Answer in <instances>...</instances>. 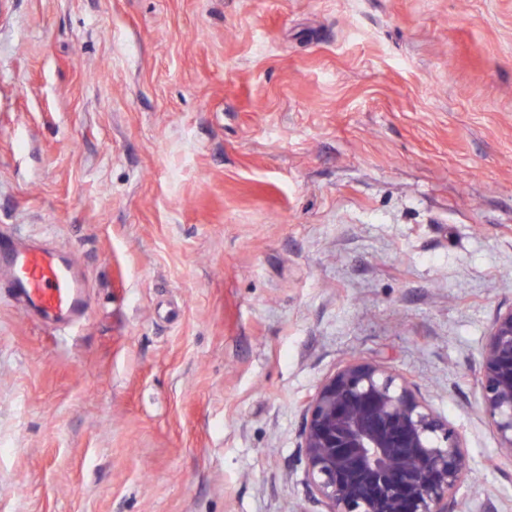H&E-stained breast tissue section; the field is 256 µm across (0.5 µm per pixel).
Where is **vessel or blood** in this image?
Listing matches in <instances>:
<instances>
[{
    "label": "vessel or blood",
    "mask_w": 512,
    "mask_h": 512,
    "mask_svg": "<svg viewBox=\"0 0 512 512\" xmlns=\"http://www.w3.org/2000/svg\"><path fill=\"white\" fill-rule=\"evenodd\" d=\"M0 281L52 330L76 325L89 315L87 282L63 248L1 243Z\"/></svg>",
    "instance_id": "1"
}]
</instances>
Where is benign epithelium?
<instances>
[{"mask_svg": "<svg viewBox=\"0 0 512 512\" xmlns=\"http://www.w3.org/2000/svg\"><path fill=\"white\" fill-rule=\"evenodd\" d=\"M478 410L512 455V306L480 352ZM301 457L323 512H452L466 466L462 435L382 363L350 361L306 407Z\"/></svg>", "mask_w": 512, "mask_h": 512, "instance_id": "7a95c632", "label": "benign epithelium"}]
</instances>
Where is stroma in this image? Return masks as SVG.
<instances>
[{"label": "stroma", "instance_id": "35a3bbf8", "mask_svg": "<svg viewBox=\"0 0 512 512\" xmlns=\"http://www.w3.org/2000/svg\"><path fill=\"white\" fill-rule=\"evenodd\" d=\"M88 319L0 288V512H322L306 403L353 360L467 444L512 305V0H0V236ZM4 286L53 331L89 316L87 282L75 271L69 251L60 247L0 244Z\"/></svg>", "mask_w": 512, "mask_h": 512}]
</instances>
